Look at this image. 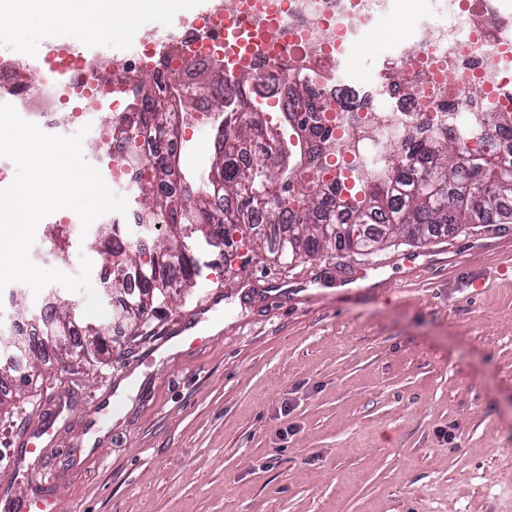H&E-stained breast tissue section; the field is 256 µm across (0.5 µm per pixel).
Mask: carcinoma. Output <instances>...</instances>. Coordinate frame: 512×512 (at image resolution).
Instances as JSON below:
<instances>
[{
	"label": "carcinoma",
	"mask_w": 512,
	"mask_h": 512,
	"mask_svg": "<svg viewBox=\"0 0 512 512\" xmlns=\"http://www.w3.org/2000/svg\"><path fill=\"white\" fill-rule=\"evenodd\" d=\"M134 96L139 98L135 107L142 109L136 125L114 120L110 127L113 137L124 143L129 164L150 172L137 185L139 227H164V239L181 243V261L163 264L164 247L143 258L117 218L99 225L89 248L105 246L112 260L113 288L123 296L120 307L136 306L127 316L132 325L167 301L165 289L193 287L201 270L197 255L221 245L230 249L237 241L250 240L268 249L277 262L291 265L325 247L372 255L399 235L422 244L443 227L512 223V152L483 147L477 130L467 131L466 140L476 141V148L466 151L446 126L409 138L393 150L387 166L360 177L349 189L347 177H326L328 165L312 166L308 139L293 143L287 134L297 127L309 132L322 153L336 151V136L322 123L314 85H295L289 107L281 110V128L257 118L258 109L239 81L228 94L235 106L223 112L222 137L209 174L194 188L182 177L179 156L142 154L138 137L150 144L159 137L177 139L180 130L172 124L171 113L155 105L144 80L135 84ZM483 123L512 139L511 114L485 112ZM422 159L429 160L424 169L419 167ZM213 172L219 181L212 180ZM476 175L482 181L475 186ZM128 271L138 277L131 293L124 285ZM62 317L73 318L70 336L77 354L87 361L104 354L102 348L84 352L89 329L76 319L75 308H64Z\"/></svg>",
	"instance_id": "1"
}]
</instances>
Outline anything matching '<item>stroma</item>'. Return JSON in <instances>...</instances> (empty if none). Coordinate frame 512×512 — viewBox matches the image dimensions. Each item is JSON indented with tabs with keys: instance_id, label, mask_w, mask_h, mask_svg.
I'll list each match as a JSON object with an SVG mask.
<instances>
[{
	"instance_id": "1",
	"label": "stroma",
	"mask_w": 512,
	"mask_h": 512,
	"mask_svg": "<svg viewBox=\"0 0 512 512\" xmlns=\"http://www.w3.org/2000/svg\"><path fill=\"white\" fill-rule=\"evenodd\" d=\"M0 0V57L61 45L39 20L10 22ZM142 10L116 30L130 49L174 21ZM390 16L347 67L369 71L393 53ZM194 178L215 129L184 130ZM196 285L142 325L95 320L110 357L46 365L36 388L14 383L0 408V493L61 497L67 512H512V228L477 224L424 244L395 238L375 257L328 249L291 265L238 247L231 264L201 256ZM290 282L270 305L231 293ZM224 289V328L205 347L157 358L156 342ZM147 379L132 407L101 423L111 387ZM54 416L55 437L27 453L21 431ZM106 433L92 449L96 424Z\"/></svg>"
}]
</instances>
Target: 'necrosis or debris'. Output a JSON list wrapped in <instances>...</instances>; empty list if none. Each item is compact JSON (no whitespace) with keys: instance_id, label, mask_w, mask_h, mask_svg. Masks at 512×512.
Returning <instances> with one entry per match:
<instances>
[{"instance_id":"4bbe7bcc","label":"necrosis or debris","mask_w":512,"mask_h":512,"mask_svg":"<svg viewBox=\"0 0 512 512\" xmlns=\"http://www.w3.org/2000/svg\"><path fill=\"white\" fill-rule=\"evenodd\" d=\"M247 27L225 35L217 10L180 26L169 47L153 39L132 53L84 55L72 44L58 52L66 74L49 66L31 83L24 57L0 60V97L20 116L51 135L89 127L93 157L109 187L131 190L139 172L122 161V151L98 121L101 105H118L137 76L162 67L190 79L198 69L218 68L217 83L231 85L243 55L270 91L275 104L289 98L293 82L315 83L317 101L338 147L331 163L345 176L383 160L388 148L447 122L444 103L456 104L461 120L483 112L512 113V16L493 0H436L429 20L403 39L398 55L383 60L369 79L342 76L338 64L360 30L391 0H224Z\"/></svg>"}]
</instances>
